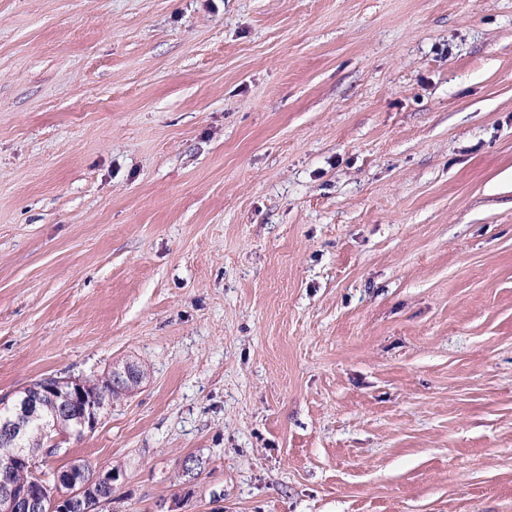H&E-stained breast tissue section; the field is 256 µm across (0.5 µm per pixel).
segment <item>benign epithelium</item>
<instances>
[{
    "label": "benign epithelium",
    "mask_w": 512,
    "mask_h": 512,
    "mask_svg": "<svg viewBox=\"0 0 512 512\" xmlns=\"http://www.w3.org/2000/svg\"><path fill=\"white\" fill-rule=\"evenodd\" d=\"M141 370L133 363L110 371L112 387L133 385ZM89 383L75 377L46 376L44 394L59 401L53 420L43 418L41 401L19 391L0 397V440L19 442L32 426L46 439L47 460L57 458L68 438L93 430L110 405L108 399L91 400ZM43 462L19 450L0 457V512H106L112 504V471H82L58 468L53 484L44 482Z\"/></svg>",
    "instance_id": "benign-epithelium-1"
}]
</instances>
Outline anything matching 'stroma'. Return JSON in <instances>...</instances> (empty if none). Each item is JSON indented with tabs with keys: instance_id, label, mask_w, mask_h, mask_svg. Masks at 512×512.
I'll return each instance as SVG.
<instances>
[{
	"instance_id": "35a3bbf8",
	"label": "stroma",
	"mask_w": 512,
	"mask_h": 512,
	"mask_svg": "<svg viewBox=\"0 0 512 512\" xmlns=\"http://www.w3.org/2000/svg\"><path fill=\"white\" fill-rule=\"evenodd\" d=\"M127 361L112 512H512V0H0V395Z\"/></svg>"
}]
</instances>
